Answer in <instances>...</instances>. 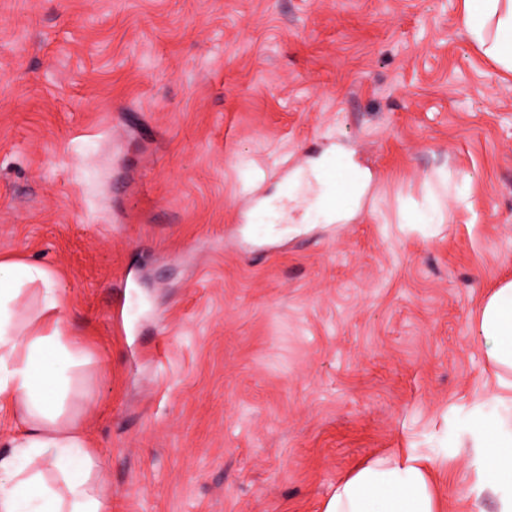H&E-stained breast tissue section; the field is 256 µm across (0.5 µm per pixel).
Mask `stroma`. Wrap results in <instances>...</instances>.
<instances>
[{
  "label": "stroma",
  "mask_w": 512,
  "mask_h": 512,
  "mask_svg": "<svg viewBox=\"0 0 512 512\" xmlns=\"http://www.w3.org/2000/svg\"><path fill=\"white\" fill-rule=\"evenodd\" d=\"M458 0H0V260L58 282L92 358L112 512H322L430 454L478 512L485 292L512 278V78ZM343 145L349 224L287 207ZM440 225L403 223L439 170ZM138 309L112 321L124 291Z\"/></svg>",
  "instance_id": "stroma-1"
}]
</instances>
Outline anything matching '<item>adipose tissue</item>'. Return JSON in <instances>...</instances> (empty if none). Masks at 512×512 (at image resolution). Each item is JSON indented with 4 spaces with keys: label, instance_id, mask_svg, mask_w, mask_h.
<instances>
[{
    "label": "adipose tissue",
    "instance_id": "1",
    "mask_svg": "<svg viewBox=\"0 0 512 512\" xmlns=\"http://www.w3.org/2000/svg\"><path fill=\"white\" fill-rule=\"evenodd\" d=\"M458 25L478 52L502 74L512 75V0H461ZM351 179L337 187L336 207L324 209L328 164ZM319 197L312 207L325 222L348 224L367 196L371 176L344 146L311 166ZM41 285L45 309L55 317L43 329L16 312L25 287ZM61 298L44 268L0 260V399L14 409L17 435L0 456V512H112V493L100 479V461L83 426L93 401L77 389L91 359L69 340L57 312ZM479 331L497 390L512 391V280L484 297ZM476 500L491 499L494 512H512V415L481 421L471 434ZM322 512H443L430 457L412 452L369 460L340 479Z\"/></svg>",
    "mask_w": 512,
    "mask_h": 512
}]
</instances>
